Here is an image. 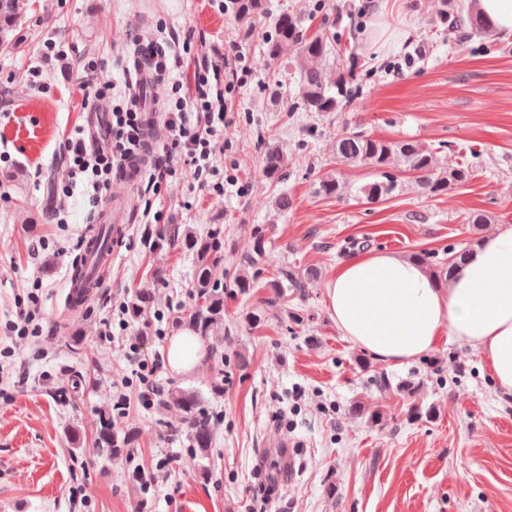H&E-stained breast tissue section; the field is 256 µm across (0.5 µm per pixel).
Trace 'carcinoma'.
<instances>
[{
  "instance_id": "1",
  "label": "carcinoma",
  "mask_w": 512,
  "mask_h": 512,
  "mask_svg": "<svg viewBox=\"0 0 512 512\" xmlns=\"http://www.w3.org/2000/svg\"><path fill=\"white\" fill-rule=\"evenodd\" d=\"M439 8L434 20L435 26L469 41L487 34L491 25L475 6V0H438ZM228 8L240 25L250 28L258 18L268 14V0H229ZM347 6L336 5V16L324 19L323 28L315 34L308 33L304 17L283 11L273 20V35L265 43L266 54L285 68L298 74L297 86L288 100L289 112H341L355 100L361 73V58L356 48L341 44L342 35L337 31ZM23 4L20 0H0V49L8 48L10 33L20 21ZM296 48V55L288 57V48ZM336 61L335 72L326 75L323 69L328 58ZM264 155L262 176L271 186L283 182L288 167L286 144L271 136H260ZM336 163L345 166L367 165L374 169L376 180L356 189L341 181L335 174L326 175L318 186V192L329 198H342L355 193L368 203L388 199L398 189V176L394 169H402L414 175L416 181L431 196L448 193L470 182L478 173L479 164L474 160L451 162L443 166L436 163L435 147L415 139L388 141L376 138L362 130L351 127L336 134L332 145ZM184 244L195 255L193 288L199 306L186 320L188 328L199 336H206L215 325L224 322V291L220 290L228 272L224 264L213 257L217 245L197 237L188 226L170 224L161 230L158 247L164 244ZM466 253H454L448 260L437 265L434 275L439 279H450ZM266 260L264 230L254 231L252 252L238 262V274L233 284L246 293L261 286L267 290V304H273L290 296L305 297L307 289L317 278L313 267L298 273L288 266H280L276 274L264 283H258L256 275L259 265ZM159 403L165 408L179 411L183 416L187 437L191 447L205 453L212 445L213 431L217 416L202 409L199 396L194 391L169 387L162 389ZM99 447L111 457L121 455L130 444L132 434L118 435L110 419L102 420L97 433Z\"/></svg>"
}]
</instances>
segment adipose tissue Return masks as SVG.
I'll use <instances>...</instances> for the list:
<instances>
[{
	"mask_svg": "<svg viewBox=\"0 0 512 512\" xmlns=\"http://www.w3.org/2000/svg\"><path fill=\"white\" fill-rule=\"evenodd\" d=\"M326 302L339 333L374 358L399 365L448 334L477 350L512 396V226L484 237L446 287L409 258L372 253L340 266Z\"/></svg>",
	"mask_w": 512,
	"mask_h": 512,
	"instance_id": "adipose-tissue-1",
	"label": "adipose tissue"
}]
</instances>
